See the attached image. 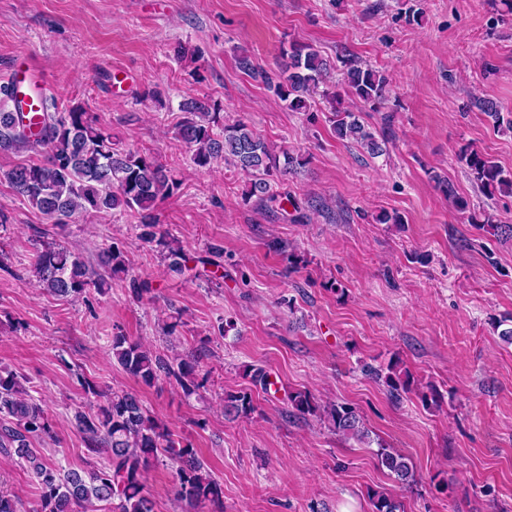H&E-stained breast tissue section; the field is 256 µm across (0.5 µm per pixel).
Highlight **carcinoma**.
<instances>
[{
  "label": "carcinoma",
  "instance_id": "1",
  "mask_svg": "<svg viewBox=\"0 0 512 512\" xmlns=\"http://www.w3.org/2000/svg\"><path fill=\"white\" fill-rule=\"evenodd\" d=\"M342 83L331 96L329 122L341 140H347L377 156L392 136L390 125L371 130L359 113L343 105L344 98L377 107L388 97L389 81L380 71L359 63L349 55L339 58ZM242 68L273 86L278 98L293 112H307L310 100L326 84L333 64L312 44L292 40L283 51L277 72L255 71L251 61L241 59ZM185 113L177 134L191 150L193 164L209 169L219 160L249 177L244 201L253 199L266 205L283 206L288 198H278L275 179L296 172L306 164L298 152L286 146L275 148L259 138L244 118L223 125L222 134L213 127L221 120L207 99L190 98L181 106ZM29 149L42 153V159L13 168L7 175L14 193L40 213L64 227L75 214H111L136 210L141 215L140 237L157 242L165 249V274L181 278L186 270V254L159 224L155 214L158 202L172 196L178 181L166 166L152 156L121 148L83 107L65 112L49 103L36 119L0 109V149ZM470 178L488 196H512V171H508L481 151L465 146L459 151ZM440 190L460 212L470 209L453 184L434 175ZM471 223L490 235L512 238V224H499L491 214L470 215ZM31 272L38 286L61 298L80 295L90 288L102 291L109 279L128 273V259L115 246L103 249L95 265L57 242L40 245L31 260ZM112 356L130 377L152 386L161 379L175 382L184 395L191 396L205 386L206 376L196 370L198 360H170L128 336L112 337ZM390 397L399 399L410 391V375L389 361L386 370L375 369ZM300 415L324 411L336 433L360 442L369 439L361 416L348 404L321 407L307 392L288 395ZM224 410L234 417L255 412L252 391L224 395ZM77 425L90 456L104 455L107 463L82 476L60 470L33 447L34 442L51 434L43 407L20 390L13 373L0 372V448L15 449L36 479L40 494L36 512H99L101 505L112 512H154L145 490V473L165 457L177 464V494L193 507L216 503L223 498V485L211 474L194 448L174 437L167 426L152 416L137 394L112 392L105 396L98 411L80 413ZM377 463L395 481L411 485L412 466L406 457L378 444ZM373 512H403L396 499L376 493Z\"/></svg>",
  "mask_w": 512,
  "mask_h": 512
}]
</instances>
